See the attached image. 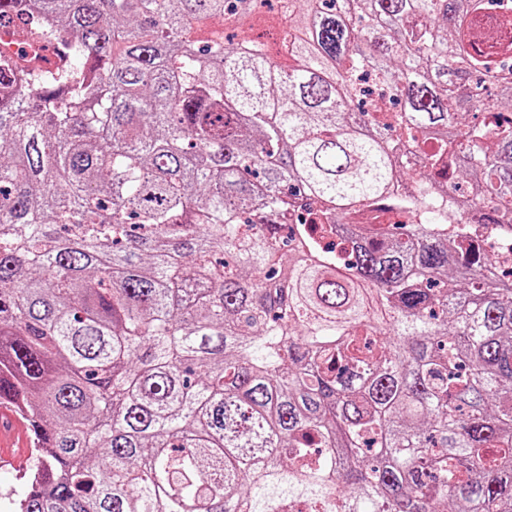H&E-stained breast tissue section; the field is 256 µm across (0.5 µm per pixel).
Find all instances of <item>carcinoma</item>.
<instances>
[{"instance_id":"obj_1","label":"carcinoma","mask_w":512,"mask_h":512,"mask_svg":"<svg viewBox=\"0 0 512 512\" xmlns=\"http://www.w3.org/2000/svg\"><path fill=\"white\" fill-rule=\"evenodd\" d=\"M17 2L12 512H512V277L459 254L512 225V0H290L286 66L254 0H36L27 45L61 53L27 70ZM399 159L411 222L329 243Z\"/></svg>"}]
</instances>
